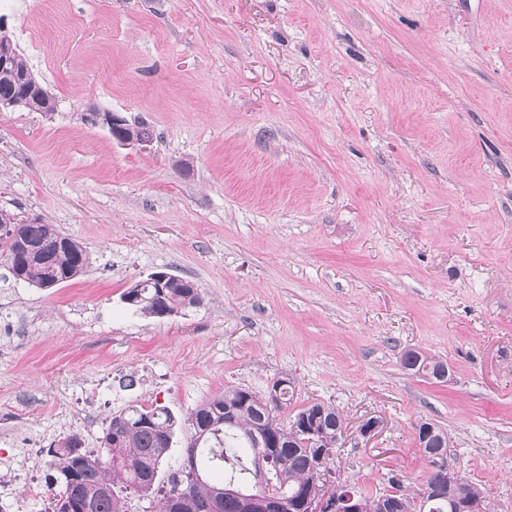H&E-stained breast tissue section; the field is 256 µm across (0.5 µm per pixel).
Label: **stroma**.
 Returning <instances> with one entry per match:
<instances>
[{
    "mask_svg": "<svg viewBox=\"0 0 512 512\" xmlns=\"http://www.w3.org/2000/svg\"><path fill=\"white\" fill-rule=\"evenodd\" d=\"M0 24L55 99L0 111V209L90 257L49 290L0 266V512H51L48 448L127 405L182 419L288 374L348 422L341 481L422 488L426 421L512 512V0H0ZM160 270L202 303L121 301ZM87 122L92 123L94 126H100L109 131L113 140L121 145H148L151 142L146 136L135 135L132 132H127L128 121L118 113L110 111H98L91 115ZM400 364L410 374L422 377L428 380H435L437 382H444L445 379H440L438 373L442 368L444 376L449 375V367L447 362L442 359L429 356L421 351L409 350L403 352L400 356Z\"/></svg>",
    "mask_w": 512,
    "mask_h": 512,
    "instance_id": "1",
    "label": "stroma"
}]
</instances>
